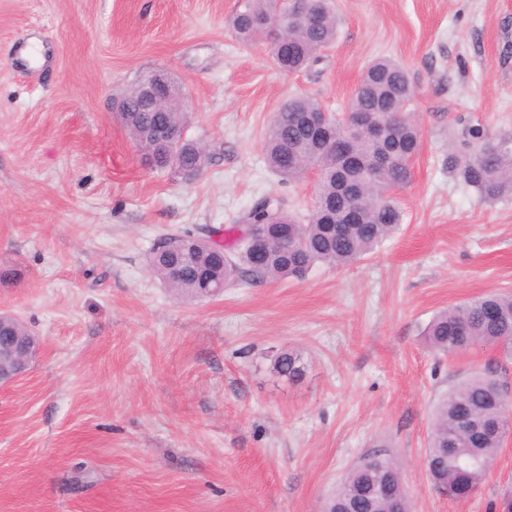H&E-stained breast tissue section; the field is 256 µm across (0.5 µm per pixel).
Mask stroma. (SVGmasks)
I'll list each match as a JSON object with an SVG mask.
<instances>
[{"label": "stroma", "mask_w": 512, "mask_h": 512, "mask_svg": "<svg viewBox=\"0 0 512 512\" xmlns=\"http://www.w3.org/2000/svg\"><path fill=\"white\" fill-rule=\"evenodd\" d=\"M237 6L0 0V312L40 343L0 386V512H325L381 446L411 512H489L512 488V435L467 499L438 492L424 457L439 400L491 367L512 385V361L423 332L512 293V200L481 201L445 165L468 126L512 139V0H333L335 43L293 75L236 40ZM380 56L408 70L421 136L400 231L301 280L171 296L147 267L161 239L229 228L265 195L308 214L313 175H274L264 131L295 96L342 109ZM159 70L208 146L190 182L147 168L113 109ZM288 348L296 384L272 369ZM272 368L274 372L288 381L298 382L305 374L306 364L301 354L295 350H284L274 357Z\"/></svg>", "instance_id": "35a3bbf8"}]
</instances>
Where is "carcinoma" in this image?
I'll list each match as a JSON object with an SVG mask.
<instances>
[{"label": "carcinoma", "instance_id": "obj_1", "mask_svg": "<svg viewBox=\"0 0 512 512\" xmlns=\"http://www.w3.org/2000/svg\"><path fill=\"white\" fill-rule=\"evenodd\" d=\"M319 18L313 25L298 13L291 0H239L231 18L235 37L244 43L266 42L274 64L286 73L311 67L320 53L336 40L337 20L329 0H310ZM279 30L288 45L278 48L269 32ZM414 87L406 69L390 57L369 63L350 99L347 112L378 114L384 133L372 138L353 130L342 112L322 133L304 126L299 116L322 109L311 97H295L284 103L267 126L264 159L272 173L293 180L308 170L316 172L313 202L302 224L276 196H265L243 216L242 223L264 225L265 256L253 262L250 244L232 227L227 246L202 239L191 232L176 236L185 243L191 260L179 278H169L165 254L154 248L149 267L154 277L177 297L205 299L211 289L239 276L253 280L302 278L315 265H345L373 252L398 230L404 212L394 192L411 181L410 163L420 150L419 128L407 112ZM118 118L155 170H170L188 180L200 175L209 154L199 142L186 136V114L171 100L165 112H120ZM164 127L172 139L155 143L149 130ZM470 150L449 153L448 170L479 198L494 203L512 198V140L494 141L478 126L467 129ZM343 143L348 156L341 158L327 141ZM428 344L453 354L476 345L500 348L512 356V293L472 298L438 313L426 328ZM272 368L290 382L306 371L301 354L284 350ZM508 389L489 370L454 387L434 410V426L426 454L427 470L448 497L465 499L477 492L506 434L512 432V409L505 405ZM489 423L500 431L489 434ZM409 512L401 467L393 457L375 469H352L328 512Z\"/></svg>", "mask_w": 512, "mask_h": 512}]
</instances>
